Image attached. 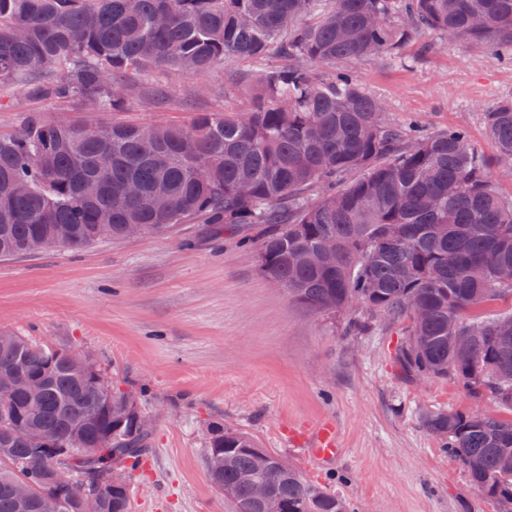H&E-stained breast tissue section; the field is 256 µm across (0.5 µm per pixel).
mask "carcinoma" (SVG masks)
I'll use <instances>...</instances> for the list:
<instances>
[{
    "label": "carcinoma",
    "mask_w": 512,
    "mask_h": 512,
    "mask_svg": "<svg viewBox=\"0 0 512 512\" xmlns=\"http://www.w3.org/2000/svg\"><path fill=\"white\" fill-rule=\"evenodd\" d=\"M418 30L512 63V0H0V84L92 110L123 111L141 94L127 74L157 68L200 79L227 57L287 64L259 70L246 110L200 112L187 126L114 123L89 130L29 116L0 136V257L122 239L200 219L233 229L270 224L257 262L296 303L318 315L356 311L405 324L397 360L418 381L450 377L499 412H431L472 481L512 512V194L493 186L512 167V101L487 113L490 153L468 131L431 133L391 122L383 100L347 67L395 54ZM336 263L322 264L323 243ZM69 350L8 334L0 372L42 381L32 398L0 390V512H45L51 459L44 445L76 449L73 486L50 512H130L127 472L148 448L136 398L94 362L76 370ZM237 429L207 428L211 482L236 512H262L263 482L283 512H355L335 491L283 465ZM36 498L21 504L15 484Z\"/></svg>",
    "instance_id": "cac0c4a2"
}]
</instances>
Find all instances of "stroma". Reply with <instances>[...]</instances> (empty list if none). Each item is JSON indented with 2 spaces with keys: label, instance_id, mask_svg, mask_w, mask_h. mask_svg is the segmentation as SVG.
I'll return each instance as SVG.
<instances>
[{
  "label": "stroma",
  "instance_id": "obj_1",
  "mask_svg": "<svg viewBox=\"0 0 512 512\" xmlns=\"http://www.w3.org/2000/svg\"><path fill=\"white\" fill-rule=\"evenodd\" d=\"M388 118L428 131L466 126L489 151L485 114L512 99V65L490 52L420 33L397 55L353 63ZM238 59L206 74L194 95L175 71L149 77L122 112L46 101L0 88V135L32 114L65 126L189 124L200 112L249 107ZM250 226L224 232L199 221L153 236L55 247L0 259V331L84 354L153 418L149 450L131 482V512H233L210 481L211 423L251 434L356 512H502L421 423L428 412L468 408L452 380H407L395 354L399 325L377 318L345 333L340 316L293 302L258 271ZM339 456L310 447L322 428Z\"/></svg>",
  "mask_w": 512,
  "mask_h": 512
}]
</instances>
